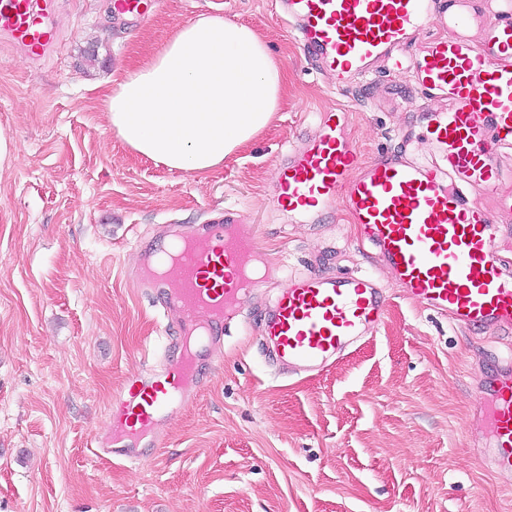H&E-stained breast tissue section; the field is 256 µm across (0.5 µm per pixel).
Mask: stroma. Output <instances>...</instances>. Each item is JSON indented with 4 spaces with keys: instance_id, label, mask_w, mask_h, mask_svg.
Segmentation results:
<instances>
[{
    "instance_id": "stroma-1",
    "label": "stroma",
    "mask_w": 512,
    "mask_h": 512,
    "mask_svg": "<svg viewBox=\"0 0 512 512\" xmlns=\"http://www.w3.org/2000/svg\"><path fill=\"white\" fill-rule=\"evenodd\" d=\"M216 11L281 61L278 111L204 173L133 154L107 122L113 79ZM57 23L45 56L0 48V136L13 148L0 168V512H512V480L481 460L475 378L512 361V337L457 328L406 296L343 206L300 224L271 205L273 168L320 112H343L366 159L401 150L420 105L407 75L382 68L338 89L277 0H163L144 26L112 0H57ZM228 212L255 227L263 286L152 460H97L88 440L113 394L178 333L130 285L138 245ZM306 271L373 276L386 317L320 374L283 375L260 324L284 275Z\"/></svg>"
}]
</instances>
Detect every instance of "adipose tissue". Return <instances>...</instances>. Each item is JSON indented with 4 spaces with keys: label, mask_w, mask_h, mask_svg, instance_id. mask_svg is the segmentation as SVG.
Masks as SVG:
<instances>
[{
    "label": "adipose tissue",
    "mask_w": 512,
    "mask_h": 512,
    "mask_svg": "<svg viewBox=\"0 0 512 512\" xmlns=\"http://www.w3.org/2000/svg\"><path fill=\"white\" fill-rule=\"evenodd\" d=\"M282 86V68L254 30L207 14L116 81L106 118L135 154L202 173L268 125Z\"/></svg>",
    "instance_id": "ef3b65f1"
}]
</instances>
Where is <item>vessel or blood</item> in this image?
<instances>
[{"label": "vessel or blood", "instance_id": "1", "mask_svg": "<svg viewBox=\"0 0 512 512\" xmlns=\"http://www.w3.org/2000/svg\"><path fill=\"white\" fill-rule=\"evenodd\" d=\"M161 4L113 0L119 15L143 24ZM283 12L321 70L335 73L337 88L384 63L410 75L422 109L400 135L404 152L371 160L343 137L336 111L320 113L315 137L275 165L274 203L301 217L343 203L406 295L457 327L511 333L512 261L495 240L506 232L499 214H512V195L497 192L499 153L512 148V0H496L491 10L477 0H285ZM55 14L56 0H0V42L51 47ZM427 26L438 34L418 44ZM418 126L433 164L410 151ZM254 248L243 225L222 223L190 238L171 231L165 249L142 251L141 268L157 272L145 285L179 329L169 342L175 359L128 378L113 395L108 435L90 440L96 456L141 462L160 447L161 422L201 387L246 290L262 284L246 272ZM386 308L369 278L309 271L288 278L263 332L277 360L317 372L354 338L376 331ZM488 389L485 459L512 471V377L490 379Z\"/></svg>", "mask_w": 512, "mask_h": 512}]
</instances>
